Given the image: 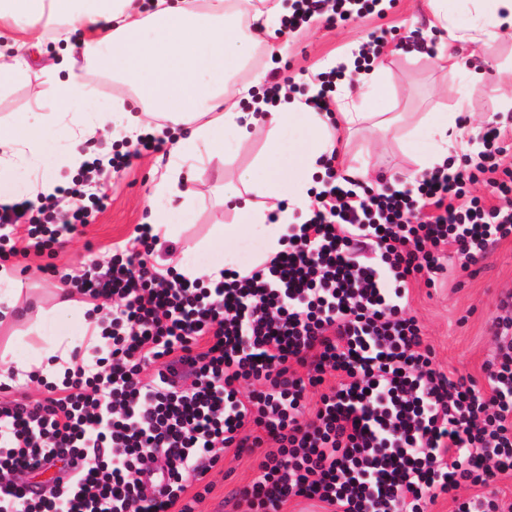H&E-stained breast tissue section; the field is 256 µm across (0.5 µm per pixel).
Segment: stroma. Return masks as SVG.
<instances>
[{"instance_id": "1", "label": "stroma", "mask_w": 512, "mask_h": 512, "mask_svg": "<svg viewBox=\"0 0 512 512\" xmlns=\"http://www.w3.org/2000/svg\"><path fill=\"white\" fill-rule=\"evenodd\" d=\"M382 16H369L343 25H327L315 21L309 30L276 37L285 46V65L280 74L304 83L309 75L322 71L324 63L340 56L356 41L367 40L381 30L389 37L380 49L379 59L390 72L393 92L401 110L431 112L453 109L459 97H466L468 115L476 130L491 124L504 132L509 150L503 164L512 166V111L502 112L498 101L487 87L472 85L459 78L448 82L444 74L418 61L416 54L429 42L445 44L448 34L432 27L426 0H386ZM262 138H255L238 155L224 163L213 164L197 173L191 183L198 207L182 235L167 239L173 257H180L186 246L210 239L219 225L232 223L235 211L223 202L218 188L237 169L250 164L259 153ZM367 150L366 160L372 181L411 179L418 166L407 148L401 131L386 135L364 131L351 137L348 153ZM170 152L145 153L133 159L129 168L107 175L102 181L106 195L104 205L94 212L92 221L73 237L57 246L53 256L29 253L19 259L25 267L22 280L35 287L36 298L43 307H51L46 290L55 284V276L42 273L46 264L56 266L58 273H71L83 267L90 257L107 259L115 245L123 244L136 225L148 223L151 216L149 196L156 182L165 174ZM450 274L434 288L421 285L411 290V310L421 323L427 343L435 354V362L443 370L472 375L478 387H485L483 362L490 358V325L498 316V299L503 291L512 290V237L488 250L469 268H462L458 258L449 260ZM254 463L249 457L225 461L215 468L210 479L213 488L198 504V512H233L230 498L235 489L249 482Z\"/></svg>"}]
</instances>
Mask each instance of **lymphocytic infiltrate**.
<instances>
[{"label":"lymphocytic infiltrate","instance_id":"lymphocytic-infiltrate-1","mask_svg":"<svg viewBox=\"0 0 512 512\" xmlns=\"http://www.w3.org/2000/svg\"><path fill=\"white\" fill-rule=\"evenodd\" d=\"M379 0H292L282 27L344 23ZM416 178L362 186L327 168L311 212L283 250L219 279L164 264L152 225L68 284L101 301L102 341L72 353L36 402H0V512H196L193 483L226 457L254 458L233 495L245 512L296 497L324 512H512L490 482L512 473V291L499 299L488 390L435 368L410 315V286L433 288L446 262L484 257L512 236V167L500 133ZM496 189L499 204L473 195ZM0 204V266L87 224L97 193L70 188ZM27 224V244L14 231ZM47 482H38L42 473ZM161 487L147 494L145 476Z\"/></svg>","mask_w":512,"mask_h":512}]
</instances>
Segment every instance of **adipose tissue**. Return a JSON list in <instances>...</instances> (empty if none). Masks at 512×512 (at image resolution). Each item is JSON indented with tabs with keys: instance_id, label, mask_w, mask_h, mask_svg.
<instances>
[{
	"instance_id": "1",
	"label": "adipose tissue",
	"mask_w": 512,
	"mask_h": 512,
	"mask_svg": "<svg viewBox=\"0 0 512 512\" xmlns=\"http://www.w3.org/2000/svg\"><path fill=\"white\" fill-rule=\"evenodd\" d=\"M469 22L459 25L454 0H428L436 26L453 41L485 43L512 40V0H468ZM286 0H156L141 10L136 0H0V30L11 35V54L0 52V97L16 87L29 88L28 111L0 120V202L18 189L15 172L30 165L35 191L49 195L61 184L62 170L77 169L85 156L84 136L121 139L159 131H179L168 171L152 198L172 203L154 212L153 226L165 237L179 236L182 221L195 207L192 192L181 186L183 172H199L238 153L260 125L268 130L261 153L226 183L224 197L239 200L238 220L221 225L219 240L261 236L264 255L282 248L280 236L294 211H307L314 178L336 147V131L367 122L368 103H378L379 123L391 125L395 102L387 70L373 65L357 70L353 81L336 90L338 110L316 112L297 98L265 106L254 98L260 82L257 55L279 49L265 36L288 15ZM65 43L70 54L60 62L39 60L45 42ZM111 77L129 97L87 106L92 76ZM466 99L453 111L427 112L413 122L408 136L426 142L421 169L443 164L467 150L472 128L463 120ZM275 201L285 202L278 223L267 215ZM95 302L64 299L43 314L53 340L36 335L23 351L12 352L8 366L25 382L40 370L62 378L73 351L96 344Z\"/></svg>"
}]
</instances>
